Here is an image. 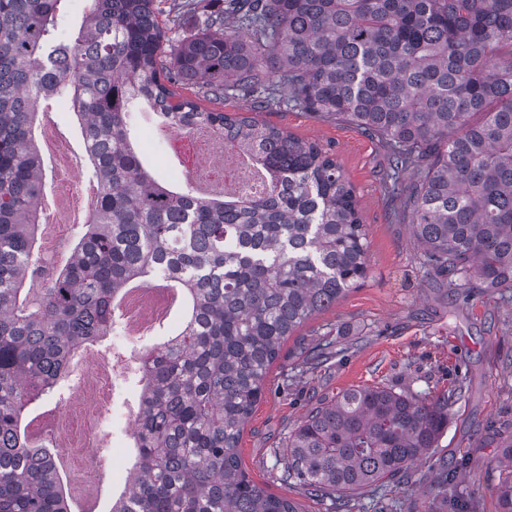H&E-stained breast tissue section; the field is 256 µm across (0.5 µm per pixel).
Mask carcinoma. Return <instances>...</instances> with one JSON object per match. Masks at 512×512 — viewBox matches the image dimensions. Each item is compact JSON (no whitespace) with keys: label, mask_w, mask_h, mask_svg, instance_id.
Instances as JSON below:
<instances>
[{"label":"carcinoma","mask_w":512,"mask_h":512,"mask_svg":"<svg viewBox=\"0 0 512 512\" xmlns=\"http://www.w3.org/2000/svg\"><path fill=\"white\" fill-rule=\"evenodd\" d=\"M63 2L0 0V512H84L27 422L61 402L71 352L112 332L126 289L164 269L184 318L140 351L134 461L110 512H300L249 477L238 445L288 336L366 278L367 227L318 143L197 98L243 92L256 110L286 98L377 140L422 264L455 294L487 288L511 308L512 0H224L190 31L162 26L155 0H94L71 40L56 35ZM178 85L194 97L176 98ZM63 94L99 201L36 287L37 108ZM137 102L182 132L224 136L265 171L264 189L207 199L159 181L131 140ZM408 170L419 178L406 184ZM465 395L344 391L275 451L279 480L340 512L407 477ZM503 458L512 512V442Z\"/></svg>","instance_id":"carcinoma-1"}]
</instances>
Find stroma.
<instances>
[{
    "label": "stroma",
    "instance_id": "1",
    "mask_svg": "<svg viewBox=\"0 0 512 512\" xmlns=\"http://www.w3.org/2000/svg\"><path fill=\"white\" fill-rule=\"evenodd\" d=\"M258 118L319 143L336 158L356 188L370 262L360 287L285 340L240 439L246 472L301 512H326L325 504L283 485L275 467V449L311 407L350 388L384 385L435 395L461 383L466 396L438 447L407 478L352 496L346 512H499L500 449L512 438V309L499 306L491 291L450 294L420 264L405 203L387 200V154L377 141L285 102L259 111ZM156 128L149 114H139L131 138L165 180L179 161L155 137ZM325 343L334 358L309 372L312 348Z\"/></svg>",
    "mask_w": 512,
    "mask_h": 512
}]
</instances>
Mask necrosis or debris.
Returning <instances> with one entry per match:
<instances>
[{"instance_id": "4bbe7bcc", "label": "necrosis or debris", "mask_w": 512, "mask_h": 512, "mask_svg": "<svg viewBox=\"0 0 512 512\" xmlns=\"http://www.w3.org/2000/svg\"><path fill=\"white\" fill-rule=\"evenodd\" d=\"M167 137L171 151L181 160L180 186L195 187L203 182L220 186L227 181L238 186L247 180L235 149L212 130L199 128L187 134L171 131ZM36 139L51 159L53 195V205L44 218L48 233L40 241L36 262L53 266L58 253L71 241L73 216H88L94 211L97 190L80 178L81 156L73 139L53 120L38 126ZM176 302L175 288L163 277L129 290L118 306L122 340L108 338L80 348L72 360L79 373L71 377L66 399L29 424L32 436L48 434L54 439L59 471L81 501L102 498L101 483L107 467V457L101 452L106 445L102 423L114 402L116 383L138 372L140 349L148 345L154 327L168 320Z\"/></svg>"}]
</instances>
